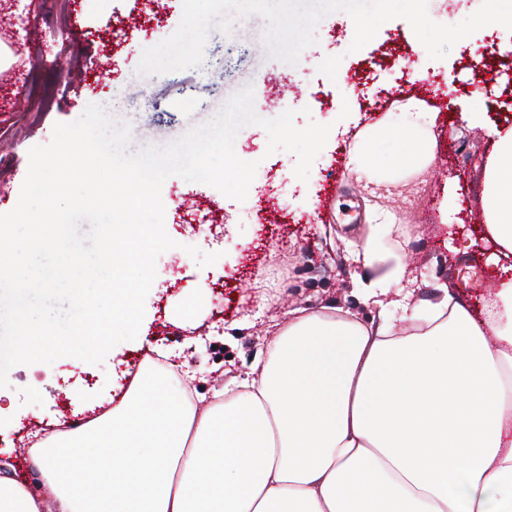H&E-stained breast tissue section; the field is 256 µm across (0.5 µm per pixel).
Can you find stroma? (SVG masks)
Segmentation results:
<instances>
[{
    "label": "stroma",
    "mask_w": 512,
    "mask_h": 512,
    "mask_svg": "<svg viewBox=\"0 0 512 512\" xmlns=\"http://www.w3.org/2000/svg\"><path fill=\"white\" fill-rule=\"evenodd\" d=\"M144 0H17L11 15L24 16L18 47L0 41V214L17 204L29 168V151L48 144L56 123L77 120L92 104L87 86L98 83L106 111L128 125V152L167 146L211 121L228 99L253 86L254 101L270 118L283 79L295 83L288 108L295 124L333 125L315 159L308 181L294 174L295 156L268 152L266 132L243 128L235 141L239 158L258 168L245 201L224 196L202 183L168 178L161 190L165 229L175 248L162 253L145 301V316L135 340L113 347L102 365L74 357L53 364L17 365L0 388V457L21 463L19 453L31 431L63 429L76 414L91 416L106 407L113 392L100 379L113 361L137 367L145 344H165L178 353L192 387L211 394L231 377L245 374L254 352L266 345L268 329L289 309L335 305L362 314L366 308L353 289L361 264L349 261L345 241L328 250L322 226L343 231V213L351 207L378 206L393 213L396 224L421 230L397 246L394 236L379 239L382 268L400 265L411 279L416 298L429 297L434 282H447L467 304L485 296L493 279V247L479 235L456 232L447 237L439 211L447 190L457 189V219L483 221L484 165L497 129L512 127V70H495L494 60L512 58V32L504 27L479 29L457 42L445 58L431 59L410 23L394 18L359 51H351L355 34L346 12L327 15L316 30L317 42L300 55L303 72L291 73L272 57L263 38L265 23L250 16L232 21L230 33L211 30L199 67L142 74L144 48L158 44L153 28L116 29L117 20H135L146 12ZM416 55L414 72L388 49ZM61 59L74 69L72 82H60L50 64ZM424 99L437 107L436 157H447L448 175L435 165L406 178L399 193L370 196L347 170L353 136L366 126L385 122L407 126L391 102L393 92ZM483 114L481 124L463 117L470 106ZM309 115H300V108ZM285 183L278 204L265 193L267 171ZM223 253V260L200 267L186 246ZM176 272H168L169 264ZM87 373L80 383L79 405L58 401L68 369Z\"/></svg>",
    "instance_id": "35a3bbf8"
}]
</instances>
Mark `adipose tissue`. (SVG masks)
Here are the masks:
<instances>
[{
  "mask_svg": "<svg viewBox=\"0 0 512 512\" xmlns=\"http://www.w3.org/2000/svg\"><path fill=\"white\" fill-rule=\"evenodd\" d=\"M398 108L423 125L357 135L347 167L367 183L397 185L434 154L433 113L416 98ZM495 137L483 215L498 285L480 309L442 283L410 315L411 292L389 298L398 272L374 266L364 236L358 290L379 323L293 309L208 402L155 346L163 366L126 374L110 410L32 443L50 500L0 475V512H512V128Z\"/></svg>",
  "mask_w": 512,
  "mask_h": 512,
  "instance_id": "obj_1",
  "label": "adipose tissue"
}]
</instances>
